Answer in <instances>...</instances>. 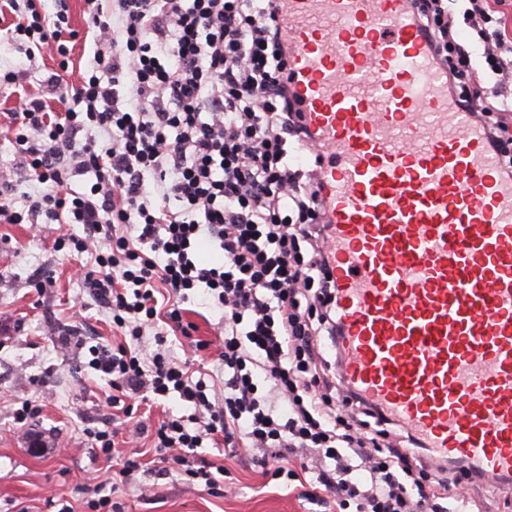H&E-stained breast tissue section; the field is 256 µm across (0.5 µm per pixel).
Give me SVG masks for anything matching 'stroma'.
Instances as JSON below:
<instances>
[{
  "instance_id": "obj_1",
  "label": "stroma",
  "mask_w": 512,
  "mask_h": 512,
  "mask_svg": "<svg viewBox=\"0 0 512 512\" xmlns=\"http://www.w3.org/2000/svg\"><path fill=\"white\" fill-rule=\"evenodd\" d=\"M14 105L10 88L0 89V181L11 182L19 201L38 185L5 128ZM58 235L53 224H0V512H90L109 467L92 454L85 429L107 412L110 389L88 362L91 346L112 342V319L77 279V252L55 250ZM44 271L53 283L39 292L33 279ZM185 308L196 338H223L218 310L195 295ZM72 327L80 346L60 349V334ZM27 398L39 413L23 427L13 412ZM201 453L230 471L223 495L190 489L153 463L114 493L121 512H311L300 481H266L246 456H225L208 439Z\"/></svg>"
}]
</instances>
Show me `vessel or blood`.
Instances as JSON below:
<instances>
[{
  "label": "vessel or blood",
  "instance_id": "b4317fda",
  "mask_svg": "<svg viewBox=\"0 0 512 512\" xmlns=\"http://www.w3.org/2000/svg\"><path fill=\"white\" fill-rule=\"evenodd\" d=\"M317 159L345 384L440 459L512 474V181L413 0H278Z\"/></svg>",
  "mask_w": 512,
  "mask_h": 512
}]
</instances>
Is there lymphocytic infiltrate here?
Segmentation results:
<instances>
[{
    "label": "lymphocytic infiltrate",
    "instance_id": "lymphocytic-infiltrate-1",
    "mask_svg": "<svg viewBox=\"0 0 512 512\" xmlns=\"http://www.w3.org/2000/svg\"><path fill=\"white\" fill-rule=\"evenodd\" d=\"M95 51L77 83L56 71L39 74L38 93L15 72L0 82L18 88L8 112L14 149L42 189L15 208L11 185L0 187V223L57 224L58 243L89 254L84 280L112 316L119 341L92 346L89 364L111 389L130 439L152 434L160 462L189 485L213 493L223 467L199 449L223 443L229 456L247 453L264 475L291 480L315 471L312 502L322 494L340 512H468L447 464L434 462L413 434L391 433V418L338 382L343 363L336 283L328 250L317 168L296 167L291 153L311 138L288 75L291 44L277 0H85ZM419 25L437 67L448 71V94L484 133L504 177L512 178V103H490L459 83L455 59L483 49L474 86L512 71V40L488 37L487 0H463L470 21L462 39L445 0H420ZM45 15L36 0H0L18 14L11 42L70 55L67 0ZM56 95L49 112L40 91ZM94 175L74 191V181ZM102 234L107 250L91 249L74 232ZM221 263H198L201 243ZM224 315V398L210 397L189 365L163 352L156 323L188 337L183 319L190 293ZM155 331L145 345V328ZM190 407L155 430L136 415L133 399L170 394ZM377 431H368L369 422ZM95 452L112 460L106 484H126L143 468L139 450L116 457L115 433L87 428ZM313 464L293 469L297 452ZM109 494L93 512H117Z\"/></svg>",
    "mask_w": 512,
    "mask_h": 512
}]
</instances>
